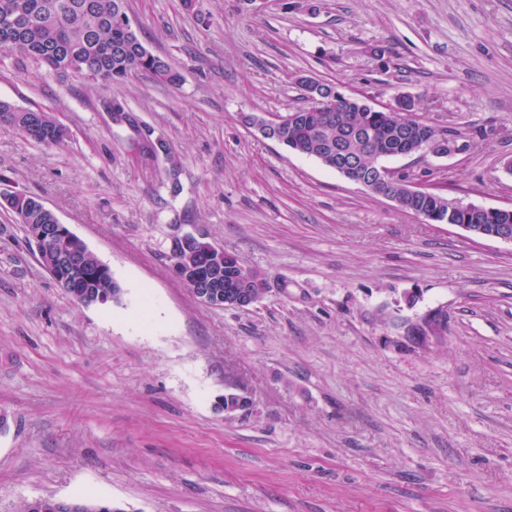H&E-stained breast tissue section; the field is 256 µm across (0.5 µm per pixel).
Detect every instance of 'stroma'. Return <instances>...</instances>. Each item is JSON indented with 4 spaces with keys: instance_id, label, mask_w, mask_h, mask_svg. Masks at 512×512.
Instances as JSON below:
<instances>
[{
    "instance_id": "1",
    "label": "stroma",
    "mask_w": 512,
    "mask_h": 512,
    "mask_svg": "<svg viewBox=\"0 0 512 512\" xmlns=\"http://www.w3.org/2000/svg\"><path fill=\"white\" fill-rule=\"evenodd\" d=\"M127 13L179 85L62 75L0 50V101L68 133L46 146L0 122V178L37 195L121 290L76 303L0 207V512L37 497L512 512V243L427 223L241 121L303 105L304 77L378 109L406 92L469 147L386 167L512 208V0H127ZM160 140L167 154L146 158ZM187 232L269 293L246 309L198 301L170 269ZM436 310L443 331L412 339ZM237 389L253 408L230 415Z\"/></svg>"
}]
</instances>
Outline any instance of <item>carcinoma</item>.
I'll return each mask as SVG.
<instances>
[{
    "instance_id": "carcinoma-1",
    "label": "carcinoma",
    "mask_w": 512,
    "mask_h": 512,
    "mask_svg": "<svg viewBox=\"0 0 512 512\" xmlns=\"http://www.w3.org/2000/svg\"><path fill=\"white\" fill-rule=\"evenodd\" d=\"M0 49L55 72L87 74L104 82L123 81L141 73L173 85L182 79L178 70L146 47L140 30L127 15L126 0H0ZM302 84L308 89L307 105L293 109L298 119L282 123L270 139L292 152L318 159L352 181L372 180L382 159L415 153L430 130L449 142L462 140L456 131L432 127L419 119L407 127L395 113L374 111L364 99L345 95L334 83L304 78ZM0 121L48 146L66 137L65 129L43 110L19 109L0 101ZM408 182V175L403 174L389 187L404 211L414 214L429 210L457 224L512 225V213L489 216L478 210L462 212L460 204L445 194L431 199L415 196ZM5 200L25 225L56 223L55 213L32 195L13 192ZM206 253L202 244L177 245L169 260L197 269L206 263ZM207 272L227 292L236 289L242 263L225 251L220 263ZM68 274L80 282L75 292L87 298V306L119 298L121 288L109 268L92 257L69 267ZM72 505L76 512H123L102 501L76 500ZM68 509L65 501L37 498L22 503L19 512Z\"/></svg>"
}]
</instances>
